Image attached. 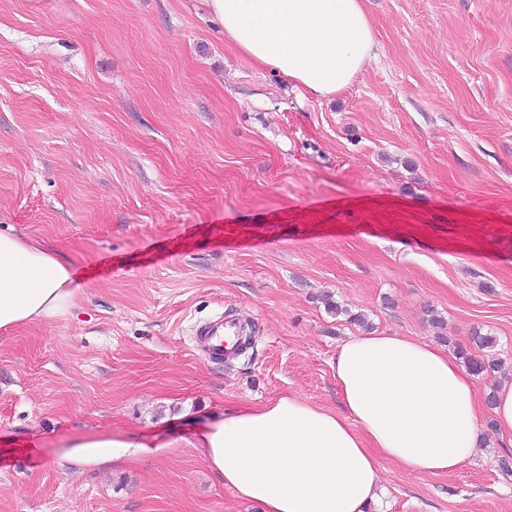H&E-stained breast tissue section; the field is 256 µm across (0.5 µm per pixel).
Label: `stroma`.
I'll return each instance as SVG.
<instances>
[{
	"instance_id": "stroma-1",
	"label": "stroma",
	"mask_w": 512,
	"mask_h": 512,
	"mask_svg": "<svg viewBox=\"0 0 512 512\" xmlns=\"http://www.w3.org/2000/svg\"><path fill=\"white\" fill-rule=\"evenodd\" d=\"M376 57L320 97L224 41L200 0H0V231L64 255L70 316L0 331V512H259L191 416L344 406L361 329L478 354L482 442L455 472L380 459L381 512H512V0H363ZM331 295L343 310L328 312ZM251 323L227 362L194 327ZM162 451L83 466L67 441ZM494 414L499 432L512 436V383L498 386L495 396Z\"/></svg>"
}]
</instances>
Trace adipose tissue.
<instances>
[{
  "instance_id": "adipose-tissue-1",
  "label": "adipose tissue",
  "mask_w": 512,
  "mask_h": 512,
  "mask_svg": "<svg viewBox=\"0 0 512 512\" xmlns=\"http://www.w3.org/2000/svg\"><path fill=\"white\" fill-rule=\"evenodd\" d=\"M225 39L253 63L319 96L347 87L375 46L361 0H207ZM61 255L0 232V330L67 317L76 306ZM345 415L295 396L213 415L194 448L240 499L262 512H366L379 461L450 472L480 444L471 375L437 346L387 333L345 341L333 360ZM84 464L152 452L124 434L71 440Z\"/></svg>"
}]
</instances>
